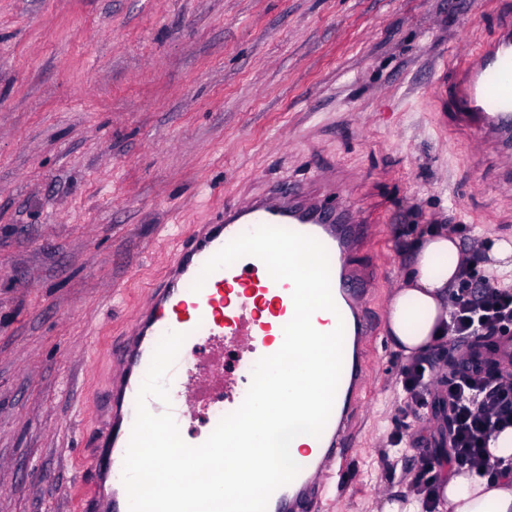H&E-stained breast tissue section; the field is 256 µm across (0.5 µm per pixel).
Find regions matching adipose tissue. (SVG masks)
I'll return each instance as SVG.
<instances>
[{
    "mask_svg": "<svg viewBox=\"0 0 512 512\" xmlns=\"http://www.w3.org/2000/svg\"><path fill=\"white\" fill-rule=\"evenodd\" d=\"M463 253L447 228L422 231L412 247L410 267L395 288L387 309L386 330L397 352L421 356L448 337V297L457 285ZM491 460L503 475L489 479L477 471L451 468L441 476L435 512H512V427L492 437Z\"/></svg>",
    "mask_w": 512,
    "mask_h": 512,
    "instance_id": "adipose-tissue-1",
    "label": "adipose tissue"
}]
</instances>
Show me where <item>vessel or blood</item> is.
<instances>
[{"label":"vessel or blood","instance_id":"1","mask_svg":"<svg viewBox=\"0 0 512 512\" xmlns=\"http://www.w3.org/2000/svg\"><path fill=\"white\" fill-rule=\"evenodd\" d=\"M431 108L449 111L454 125L490 145L503 159L498 181L512 183V13L456 61ZM335 190V182L324 178L276 183L244 203L225 206L179 237L150 305L112 354L120 368L111 390L98 399L107 417L96 450L87 454L78 488L111 479L112 512H128L124 457L141 384L166 333L181 332L186 339L167 376L171 401L148 398L151 413L172 411L181 427L200 417L213 428L241 405L256 362L283 343V328L294 315L293 285L273 280L252 256L206 277L201 271L235 237L271 225L312 236L325 247L332 296L344 323L343 368L328 423L297 456L296 478L277 489L267 505V512H320L331 480L343 477L355 446L351 425L363 406L365 348L374 333L367 300L375 274L354 257L365 247V225L380 220L374 212L356 219L349 207L336 202ZM199 278L204 284L196 292L192 285Z\"/></svg>","mask_w":512,"mask_h":512}]
</instances>
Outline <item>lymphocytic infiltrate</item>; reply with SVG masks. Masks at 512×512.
Returning a JSON list of instances; mask_svg holds the SVG:
<instances>
[{
	"mask_svg": "<svg viewBox=\"0 0 512 512\" xmlns=\"http://www.w3.org/2000/svg\"><path fill=\"white\" fill-rule=\"evenodd\" d=\"M464 241L466 256L460 266L448 334L461 341L505 335L512 330V288L502 285L494 273L476 276L475 267L487 257L476 238L468 235ZM401 383L407 395L404 414L416 413L432 395L447 409L450 465L495 474L484 448L499 428L512 427V379L492 376L477 364L465 370L457 362L444 373L435 362L421 358L403 368Z\"/></svg>",
	"mask_w": 512,
	"mask_h": 512,
	"instance_id": "obj_1",
	"label": "lymphocytic infiltrate"
}]
</instances>
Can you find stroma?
I'll return each instance as SVG.
<instances>
[{"mask_svg": "<svg viewBox=\"0 0 512 512\" xmlns=\"http://www.w3.org/2000/svg\"><path fill=\"white\" fill-rule=\"evenodd\" d=\"M500 0H0V512H77L110 351L178 233L261 186L332 173L376 211V274L351 489L405 488L415 435L446 464L435 403L402 417L384 320L430 224L512 241L499 159L430 96L499 20Z\"/></svg>", "mask_w": 512, "mask_h": 512, "instance_id": "obj_1", "label": "stroma"}]
</instances>
